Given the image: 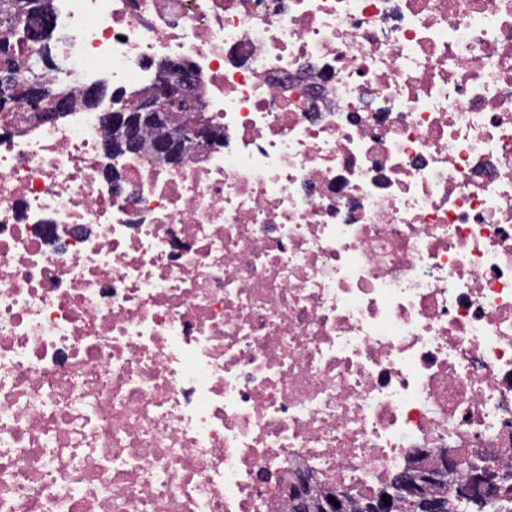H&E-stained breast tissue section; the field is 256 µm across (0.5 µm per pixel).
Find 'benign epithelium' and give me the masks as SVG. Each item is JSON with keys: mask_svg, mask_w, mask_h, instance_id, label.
<instances>
[{"mask_svg": "<svg viewBox=\"0 0 512 512\" xmlns=\"http://www.w3.org/2000/svg\"><path fill=\"white\" fill-rule=\"evenodd\" d=\"M114 108L99 115L100 121L113 133L104 142V154L116 157L122 153H148L166 163L179 165L186 155L218 148V139L211 121L205 116L202 97L197 89L196 75L184 59L173 58L158 79L135 96V110L112 101ZM68 109L66 97L44 101L39 111L46 122L55 120L59 112ZM429 451L418 449L417 462L397 474L390 487L377 492L361 505L363 512H401L412 506L416 512H444L446 505L439 495L428 488L442 484L448 477L463 470L461 457L452 452L438 461L428 462ZM455 492L474 500H484L507 492V487L489 479L486 467L469 468L467 476L452 484ZM334 501H329V498ZM287 498L295 512H346L348 498L339 490L318 487L305 473L298 472L288 481ZM390 503H384V500Z\"/></svg>", "mask_w": 512, "mask_h": 512, "instance_id": "7a95c632", "label": "benign epithelium"}]
</instances>
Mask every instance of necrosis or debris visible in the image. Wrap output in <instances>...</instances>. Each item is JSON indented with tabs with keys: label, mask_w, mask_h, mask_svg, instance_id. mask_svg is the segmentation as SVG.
Wrapping results in <instances>:
<instances>
[{
	"label": "necrosis or debris",
	"mask_w": 512,
	"mask_h": 512,
	"mask_svg": "<svg viewBox=\"0 0 512 512\" xmlns=\"http://www.w3.org/2000/svg\"><path fill=\"white\" fill-rule=\"evenodd\" d=\"M54 17L55 67L14 54L72 107L0 121V512H288L418 448L512 485V0ZM172 57L223 147L103 157L85 92ZM334 498L335 506L329 501ZM287 498L295 512H345L348 498L339 490H325L318 487L305 473L298 472L288 481Z\"/></svg>",
	"instance_id": "1"
}]
</instances>
